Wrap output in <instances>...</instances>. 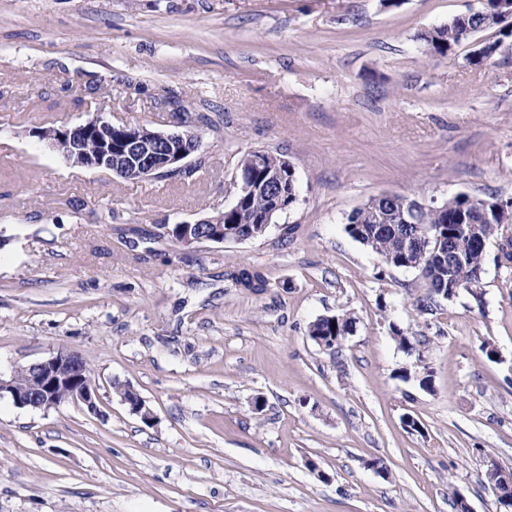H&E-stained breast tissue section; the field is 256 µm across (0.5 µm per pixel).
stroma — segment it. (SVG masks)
I'll return each instance as SVG.
<instances>
[{"label":"stroma","mask_w":512,"mask_h":512,"mask_svg":"<svg viewBox=\"0 0 512 512\" xmlns=\"http://www.w3.org/2000/svg\"><path fill=\"white\" fill-rule=\"evenodd\" d=\"M483 2L0 0V371L65 347L99 384L94 414L0 398V512H453L456 491L499 512L485 457L512 467V264L490 239L482 299L424 314L419 271L345 230L382 194L512 198V49L475 66L473 42L419 40ZM177 100L210 119L186 175L74 167L36 135L97 114L168 130ZM252 150L299 188L262 237L161 234L231 206ZM344 311L333 355L308 328ZM237 286L254 294L262 293L267 287V279L264 273L250 266H239L226 273Z\"/></svg>","instance_id":"stroma-1"}]
</instances>
